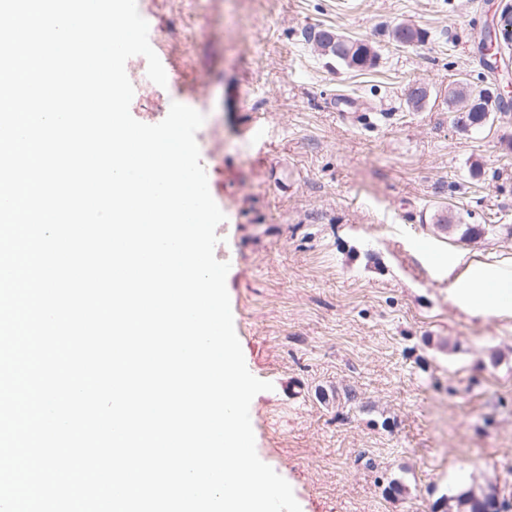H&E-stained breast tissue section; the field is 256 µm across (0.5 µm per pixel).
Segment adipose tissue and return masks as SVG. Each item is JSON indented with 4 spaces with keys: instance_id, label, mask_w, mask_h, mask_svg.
<instances>
[{
    "instance_id": "obj_1",
    "label": "adipose tissue",
    "mask_w": 512,
    "mask_h": 512,
    "mask_svg": "<svg viewBox=\"0 0 512 512\" xmlns=\"http://www.w3.org/2000/svg\"><path fill=\"white\" fill-rule=\"evenodd\" d=\"M440 270L450 305L484 322L512 319V258L482 261L452 251Z\"/></svg>"
}]
</instances>
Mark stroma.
<instances>
[{"mask_svg": "<svg viewBox=\"0 0 512 512\" xmlns=\"http://www.w3.org/2000/svg\"><path fill=\"white\" fill-rule=\"evenodd\" d=\"M512 0H141L168 73L131 57L132 116L201 112L226 286L246 365L272 383L250 405L259 458L301 512H446L443 495L512 501V320L448 303V251L512 258V99L459 131L448 93L500 88L481 38ZM406 22L424 42L400 47ZM374 46L349 70L308 36ZM431 90L418 109L414 84ZM262 123L265 144L248 130ZM480 175H472V166ZM491 224L473 242L437 228Z\"/></svg>", "mask_w": 512, "mask_h": 512, "instance_id": "stroma-1", "label": "stroma"}]
</instances>
